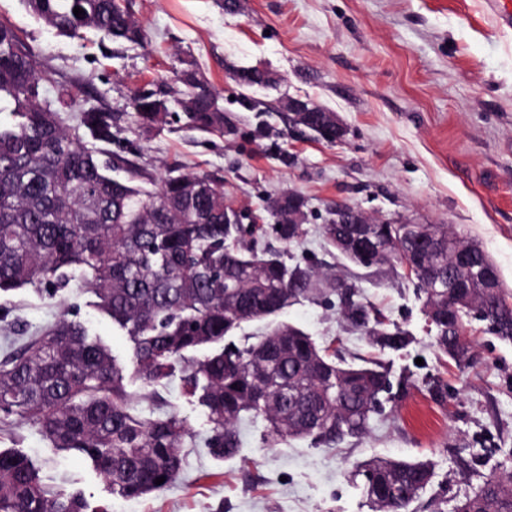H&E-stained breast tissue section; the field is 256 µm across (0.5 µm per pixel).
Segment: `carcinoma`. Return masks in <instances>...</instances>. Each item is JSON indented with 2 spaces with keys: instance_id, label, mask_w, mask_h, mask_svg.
Instances as JSON below:
<instances>
[{
  "instance_id": "obj_1",
  "label": "carcinoma",
  "mask_w": 512,
  "mask_h": 512,
  "mask_svg": "<svg viewBox=\"0 0 512 512\" xmlns=\"http://www.w3.org/2000/svg\"><path fill=\"white\" fill-rule=\"evenodd\" d=\"M54 31L88 32L116 42L141 43L144 29L125 0H24ZM83 9L81 17L73 13ZM273 82L257 67L233 73L249 88ZM181 84L173 102L185 125L224 133V107L199 78ZM51 77L37 69L36 55L20 35L0 22V295L30 287L55 292L80 275L98 311L132 339L131 363L149 387L182 373L183 391L207 414L212 435L205 445L217 458L240 448L236 424L250 413L268 424L273 439L310 437L332 444L368 432L370 419L392 394L380 366L348 362L320 347L301 328L280 323L232 349L224 338L242 325L276 317L300 298L337 295L343 317L381 348L401 349L405 333L391 331L352 288L331 271L288 266L280 253L245 241L252 227L224 223V181L208 174L171 170L158 190L139 185L143 171L128 157L113 114L83 110L68 129L59 112L76 105L59 87L42 111L41 90ZM131 123L150 130L163 122L153 93L130 100ZM91 138L92 143L85 142ZM108 146L103 151L97 147ZM298 193L267 203L272 230L283 244L298 242L305 217ZM347 225L321 226L328 244L367 267L393 258L406 261L418 241L431 239L424 265L413 276L425 294L436 344L458 367L470 365L466 324H485L512 341V303L504 288H487L479 272H457L451 254L475 243L446 224H382L375 249L352 255L340 241ZM465 287L448 291V276ZM0 357V427L16 418L37 423L56 448L86 456L122 498H140L168 487L179 474L182 448L191 439L175 412L146 418L142 395L124 384L110 350L86 326L63 316L27 345L5 338ZM204 348L209 353L199 358ZM372 512H407L431 483L426 461L372 459L356 466ZM163 477L164 483L155 480ZM0 512H86L81 495L63 496L41 481L36 464L14 450H0ZM453 512H512V472L492 474Z\"/></svg>"
}]
</instances>
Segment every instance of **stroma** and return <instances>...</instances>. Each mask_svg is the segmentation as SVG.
Listing matches in <instances>:
<instances>
[{
	"mask_svg": "<svg viewBox=\"0 0 512 512\" xmlns=\"http://www.w3.org/2000/svg\"><path fill=\"white\" fill-rule=\"evenodd\" d=\"M241 2L227 12L218 0H127L147 32L140 44L59 35L22 0H0V22L52 75L46 91L72 82L79 106L120 115L135 162L153 180L171 169L223 178L225 204L256 218L263 243L275 242L267 201L300 193L306 234L283 249L286 263L336 270L410 342L376 346L342 320L335 296L299 300L283 319L346 361L380 364L399 397L373 416L365 437L329 446L275 441L264 421L243 422L237 455L218 460L204 445L206 414L172 377L156 386L157 398L187 418L196 445L170 486L138 499L113 496L89 460L54 447L35 423L1 429L0 450L28 455L45 484L83 492L94 512H371L351 480L371 458L430 461L432 482L410 512H453L485 477L512 469V342L472 321L473 362L457 367L439 351L424 294L404 265L357 266L325 244L321 226L339 205L391 222L448 225L488 253L512 296V29L497 28L483 0ZM240 67L274 78L250 89V110L237 101ZM186 68L219 93L225 134L189 129L176 111L159 130L124 120L135 91L171 93ZM291 98L335 112L345 140L289 131ZM64 314L110 347L129 391L144 392L130 337L97 310L81 278L52 295H1L0 338L34 335Z\"/></svg>",
	"mask_w": 512,
	"mask_h": 512,
	"instance_id": "stroma-1",
	"label": "stroma"
}]
</instances>
